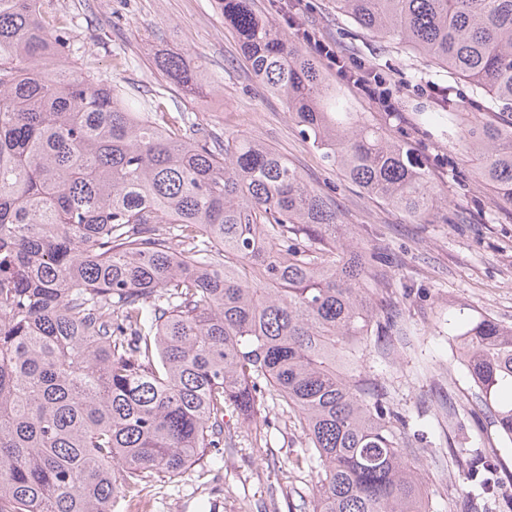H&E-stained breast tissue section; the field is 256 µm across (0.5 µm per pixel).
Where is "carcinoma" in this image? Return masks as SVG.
<instances>
[{
  "instance_id": "obj_1",
  "label": "carcinoma",
  "mask_w": 512,
  "mask_h": 512,
  "mask_svg": "<svg viewBox=\"0 0 512 512\" xmlns=\"http://www.w3.org/2000/svg\"><path fill=\"white\" fill-rule=\"evenodd\" d=\"M257 81L304 138L417 224L447 207L425 164L352 112L319 65L253 8L220 0ZM488 97L441 94L457 154L512 206V0H336ZM44 0H0V512H112L147 478L224 459V411L265 396L317 462L314 512H430L418 435L359 369L383 313V259L349 239L329 194L277 150L219 139L184 112L138 109L75 57ZM166 81L195 90L178 56ZM460 360L512 442V328L481 319ZM473 497L502 466L452 453Z\"/></svg>"
}]
</instances>
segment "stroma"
I'll list each match as a JSON object with an SVG mask.
<instances>
[{"label": "stroma", "instance_id": "obj_1", "mask_svg": "<svg viewBox=\"0 0 512 512\" xmlns=\"http://www.w3.org/2000/svg\"><path fill=\"white\" fill-rule=\"evenodd\" d=\"M269 20L304 53L309 29L336 49L384 75L397 102L382 107L336 69L326 75L373 123L419 154L447 198L432 223L415 224L367 195L305 140L286 106L267 94L224 26L219 0H44L48 16L67 26L71 48L89 56L101 79L130 98L156 100L168 112L194 113L207 130L246 135L273 146L304 178L332 190L348 234L367 249L390 254L389 287L381 308L397 305L407 330L393 351L370 347L363 368L423 433L418 458L430 512H461L467 480L450 448H483L512 471V442L498 431L468 370L457 359L453 330L486 316L512 327V208L497 203L472 163L448 144V127L432 117L439 89L451 88L462 111L478 109L472 86L395 39L359 29L335 0H299L281 14L282 0H258ZM182 56L212 91L187 97L169 85L155 57ZM232 451L220 466H192L169 482H151L147 512H313L314 464L303 462L307 437L291 414L264 398L247 420L227 412Z\"/></svg>", "mask_w": 512, "mask_h": 512}]
</instances>
